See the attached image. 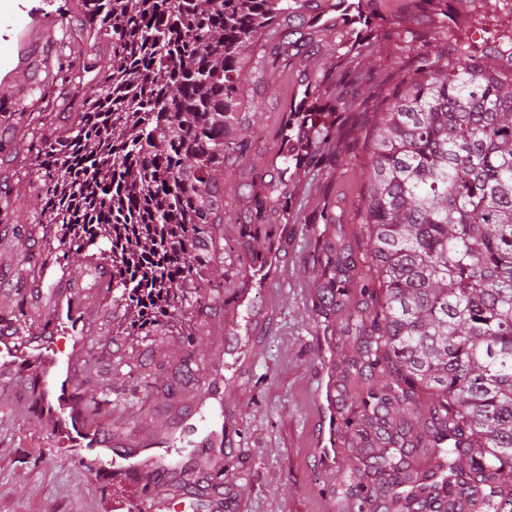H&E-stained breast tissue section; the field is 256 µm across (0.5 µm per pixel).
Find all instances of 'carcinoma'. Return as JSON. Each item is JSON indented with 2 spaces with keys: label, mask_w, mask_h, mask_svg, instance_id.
Here are the masks:
<instances>
[{
  "label": "carcinoma",
  "mask_w": 512,
  "mask_h": 512,
  "mask_svg": "<svg viewBox=\"0 0 512 512\" xmlns=\"http://www.w3.org/2000/svg\"><path fill=\"white\" fill-rule=\"evenodd\" d=\"M312 0H88L80 31L112 45V67L89 101L106 119L81 116L75 134L45 140L51 183L45 212L72 231L68 247L20 265L32 278L71 263L100 279L118 310L141 327H174L182 309L220 295L206 278L224 259L216 235L224 154L244 155L254 113L244 95V52L270 28L268 49L294 48L291 22ZM339 59L336 102L370 90L353 66L394 39L366 25L329 30ZM448 39L455 54L420 60L409 86L373 125L367 196L360 213L371 242L367 273L351 247L336 249L320 300L346 312L354 354L343 370L363 383L359 406L337 408L341 438L358 449L331 490L346 512H512V30L487 49L446 25L412 33ZM285 159L310 164L336 140V125L286 121ZM89 199L74 218L71 195ZM254 199V220L288 218V184ZM168 273L156 276L157 254ZM93 415L112 400L78 391ZM430 458L421 470L412 460Z\"/></svg>",
  "instance_id": "carcinoma-1"
}]
</instances>
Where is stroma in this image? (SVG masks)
Segmentation results:
<instances>
[{
	"label": "stroma",
	"instance_id": "obj_1",
	"mask_svg": "<svg viewBox=\"0 0 512 512\" xmlns=\"http://www.w3.org/2000/svg\"><path fill=\"white\" fill-rule=\"evenodd\" d=\"M396 29L402 51L383 45L363 66L374 78L369 98H347L341 113L331 112V85L337 78L336 56L319 28L294 20L305 43L302 53L269 59L258 93L264 101L254 116L251 146L242 156L226 155L218 212L226 249L224 262L211 278L224 284V296L208 308L189 310L183 328L194 339L186 349L180 335L129 334L112 319V299L100 289L86 296L92 306V330L102 368L97 377L78 374L87 393H110L118 404L103 426L112 432L152 438L168 432L198 397L213 368L224 376L223 410L207 420L192 418L178 444L190 452L208 429L234 422L238 438L224 470V512H336L328 488L354 457L337 446L333 466L323 465L316 447L322 428L316 404L320 382L336 375L351 353L339 336L344 314L319 302L327 243H352L358 270H366L365 239L356 237L357 211L366 187L367 138L377 112L383 111L410 74L409 60L435 56L446 43L426 46L411 34L439 23L433 11L409 13L406 0H365ZM73 64H63L57 80L44 82L38 97L0 87V98L14 99L16 111L0 114V317L24 308L42 330L51 312L41 292L58 280L48 268L42 280L24 277L18 249L33 256L62 252L63 239L44 242L41 232L23 236V224L44 221L43 183L37 178L42 143L48 133L69 134L87 97L85 86L68 81ZM314 78L322 98L307 120L320 126L340 123L346 134L339 152L320 166L305 170L302 195L289 208L299 223L255 224L250 220L256 195L281 179L284 169L282 121L290 110L295 82ZM288 247V275L254 286L240 300L242 268H255L272 241ZM193 356L191 378L181 375L182 361ZM32 379L0 368V512H113L112 492L75 460L41 417L30 413Z\"/></svg>",
	"mask_w": 512,
	"mask_h": 512
}]
</instances>
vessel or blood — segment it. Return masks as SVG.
<instances>
[{"label":"vessel or blood","mask_w":512,"mask_h":512,"mask_svg":"<svg viewBox=\"0 0 512 512\" xmlns=\"http://www.w3.org/2000/svg\"><path fill=\"white\" fill-rule=\"evenodd\" d=\"M52 4L53 0H39L35 6L19 5L14 22L19 45L0 59V83H28L26 45L35 31L54 39L58 17ZM314 15L334 28L359 20L350 0L341 5L336 0H321ZM49 308L68 337V349H59L52 336L34 334L22 341L16 335L0 332V366L23 367L38 380L44 421L73 457L105 477L112 488L115 512H169L174 499L171 478L180 473L186 458L157 441L111 436L75 403L76 370L92 336L90 309L81 283L62 280L53 285ZM234 443V432L214 430L206 435L195 454L220 466Z\"/></svg>","instance_id":"b4317fda"}]
</instances>
